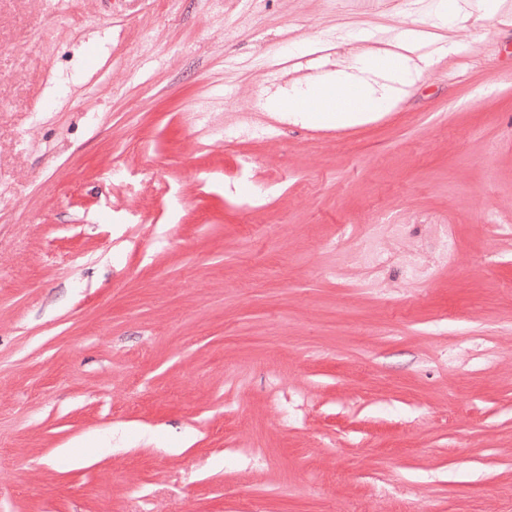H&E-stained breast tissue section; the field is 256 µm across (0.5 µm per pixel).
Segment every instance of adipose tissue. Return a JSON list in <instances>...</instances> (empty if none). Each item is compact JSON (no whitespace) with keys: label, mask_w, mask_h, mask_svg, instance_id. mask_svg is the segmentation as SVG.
<instances>
[{"label":"adipose tissue","mask_w":512,"mask_h":512,"mask_svg":"<svg viewBox=\"0 0 512 512\" xmlns=\"http://www.w3.org/2000/svg\"><path fill=\"white\" fill-rule=\"evenodd\" d=\"M423 76V67L410 56H402L398 69L384 70L377 64L376 54L367 53L361 55L353 65L335 71L326 80L327 86L336 95L356 91L360 98L358 107H328L307 86L292 88L284 99L270 98L265 107L271 112L286 111L314 123L350 126L371 120L377 114L395 107L407 88L416 85Z\"/></svg>","instance_id":"ef3b65f1"}]
</instances>
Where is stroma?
I'll return each mask as SVG.
<instances>
[{"label":"stroma","mask_w":512,"mask_h":512,"mask_svg":"<svg viewBox=\"0 0 512 512\" xmlns=\"http://www.w3.org/2000/svg\"><path fill=\"white\" fill-rule=\"evenodd\" d=\"M434 2L0 0V512H512V27L265 108ZM370 74L380 77L382 82L370 78ZM423 76L424 68L410 56L402 55L398 69L384 70L377 65V54L366 53L353 65L336 70L323 82L337 96L355 90L361 101L358 107L330 108L312 93L310 84L293 87L288 97L270 98L265 107L269 112H285L284 99H288V117L301 116L313 123L330 126H350L369 121L395 107L407 88L416 85Z\"/></svg>","instance_id":"35a3bbf8"}]
</instances>
